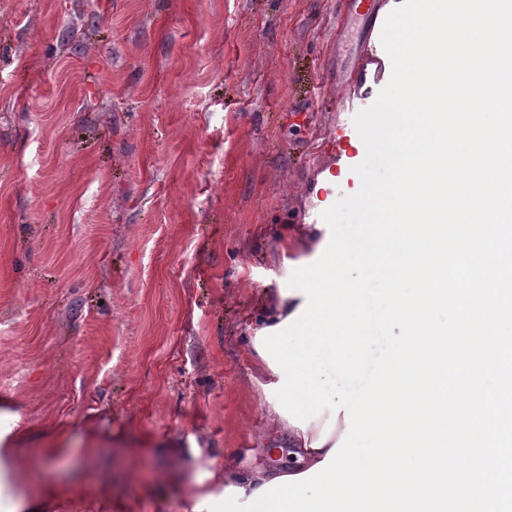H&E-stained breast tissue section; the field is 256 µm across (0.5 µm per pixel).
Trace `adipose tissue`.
<instances>
[{
  "label": "adipose tissue",
  "mask_w": 512,
  "mask_h": 512,
  "mask_svg": "<svg viewBox=\"0 0 512 512\" xmlns=\"http://www.w3.org/2000/svg\"><path fill=\"white\" fill-rule=\"evenodd\" d=\"M347 287L338 269L301 277L295 287L282 290L279 304L266 313L253 338L271 389L284 394L270 405L275 429L265 449L273 453L290 446L294 464L286 469L227 468L223 490L201 495L191 512H254L256 505L269 502L277 512L323 503L330 504V512H349L350 495L360 490L350 466L356 460L370 466L377 450L372 409L321 384L326 374L363 369L358 350L336 347L334 321L345 306Z\"/></svg>",
  "instance_id": "1"
}]
</instances>
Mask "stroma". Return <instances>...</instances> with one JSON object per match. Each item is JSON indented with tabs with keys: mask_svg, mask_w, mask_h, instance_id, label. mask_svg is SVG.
Masks as SVG:
<instances>
[{
	"mask_svg": "<svg viewBox=\"0 0 512 512\" xmlns=\"http://www.w3.org/2000/svg\"><path fill=\"white\" fill-rule=\"evenodd\" d=\"M341 0H0V512H190L269 466L266 307L356 193Z\"/></svg>",
	"mask_w": 512,
	"mask_h": 512,
	"instance_id": "1",
	"label": "stroma"
}]
</instances>
